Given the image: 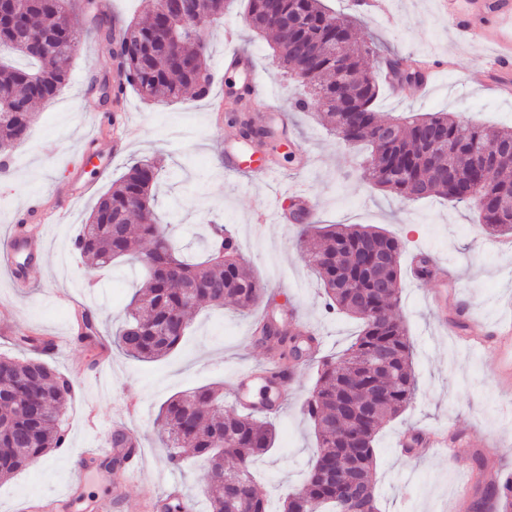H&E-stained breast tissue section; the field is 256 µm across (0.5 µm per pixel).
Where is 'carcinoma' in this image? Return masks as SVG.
<instances>
[{
    "label": "carcinoma",
    "mask_w": 512,
    "mask_h": 512,
    "mask_svg": "<svg viewBox=\"0 0 512 512\" xmlns=\"http://www.w3.org/2000/svg\"><path fill=\"white\" fill-rule=\"evenodd\" d=\"M70 0H20L28 27L47 33L56 42L52 51L30 44L25 34L11 28L0 31V49L27 60L28 68L0 61V95L24 107L21 112H0V155L24 141L34 119L31 105L40 100L35 81L61 90L81 31L69 10ZM161 0L144 23L130 22L122 42L139 51L125 57L121 74L141 99L183 97L191 88L198 97L211 92V79L197 83L195 69L209 70L207 45L183 39L173 46L181 64L171 60L165 42L174 28L198 26L208 17L224 13V0H205L203 13L179 25L161 19ZM102 39L114 50L112 26L99 12L97 0H84ZM276 12L299 21V33L287 34L273 21ZM246 22L259 33L273 36L274 58L284 73L315 72L304 82L309 95L295 99L297 111L320 100L319 114L330 131L347 146L363 147V171L369 183L406 200L436 196L472 208L493 236L512 235V212L495 217L494 202L512 200V158L488 172L482 183L484 205L464 195L475 173L476 159L467 149L475 143L512 150V127H486L463 123L448 113L414 116L409 120L382 122L374 110L379 83L365 58L378 55L356 21L339 17L321 0H247ZM348 70L347 81L336 85V72ZM159 169L155 162L130 165L121 179L95 202L73 249L86 263L101 271L112 270L121 258L135 255L136 238L150 242L144 257L168 258L167 265L146 272L131 309L114 336V344L129 356L159 359L181 343L188 322L178 330L172 315L181 318L209 306L232 303L247 311L263 301L266 288L243 266L234 237L217 225L208 258L188 262L174 245L169 225L159 223L155 189ZM299 245L307 265L323 288L326 306L362 323L360 333L340 356L318 361V379L304 404L314 423L318 450L304 483L287 493L282 512H349L351 506L336 486L332 469L340 456L354 465L368 497L376 500L372 483L375 437L386 420L410 404L415 391L412 349L407 330L396 308L400 299V259L405 244L384 231L359 224L301 225ZM388 355L387 365L376 366V355ZM71 393L69 380L59 376L40 358L22 361L0 355V478L44 459L66 442L62 416ZM167 462L180 466L189 457L205 460L210 481L204 496L208 512H226L233 499L247 512H268L267 499L253 477V461L273 446L271 423L249 414L224 409V396L209 387L171 397L161 407ZM346 422L354 436L338 438L336 424ZM480 510L512 512V477L486 484L478 501Z\"/></svg>",
    "instance_id": "1"
}]
</instances>
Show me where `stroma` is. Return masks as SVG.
<instances>
[{"mask_svg":"<svg viewBox=\"0 0 512 512\" xmlns=\"http://www.w3.org/2000/svg\"><path fill=\"white\" fill-rule=\"evenodd\" d=\"M325 3L336 13L357 16L362 32L401 67L413 68L421 56L451 63L424 92L411 87L398 94L381 84L375 109L382 119L450 112L480 125H512V101L493 96L484 84L489 47L460 42L436 0H387L385 16L361 11L355 0ZM245 9L244 0H234L209 24L210 67L219 70L233 46L248 48L268 100L288 108L306 89L274 65L267 39L247 26ZM78 21L81 44L64 87L53 101L36 106L28 138L12 150L8 172L0 174V236L14 231L16 216L27 205L49 214L64 198L74 199L64 223L28 224L42 242L37 264L27 271L28 287H16L12 272L0 268V354L16 356L14 340L22 335L60 340L47 360L72 383L63 417L66 443L47 460L0 481V512H26L29 499L36 497L57 500L67 493L79 464L85 493L106 496L107 485L94 476L98 462L84 451L104 445L119 426L126 437L141 441L145 452L144 472L125 490L120 512H145L144 493L165 490L166 452L157 421L161 404L204 385L231 384L236 374L281 356L251 335L261 313L257 307L246 315L230 305L195 314L181 347L153 362L134 360L111 344L101 348L69 339L79 307L95 311L103 336H112L138 286L137 266L92 271L72 247L97 198L130 162H160L156 212L161 223L171 225L175 245L189 260H203L210 225H224L248 269L274 297L277 318L323 332L322 355L341 354L360 331L358 320L325 312L316 277L297 245V225L253 224L252 213L269 188L224 172V138L237 129L214 111L213 102L227 90L242 91L244 74L224 75L202 99L189 92L173 102L144 101L127 88L121 108L139 134L119 150L111 115L120 107L101 93L102 85H113L118 65L94 23L83 15ZM229 27L236 31L231 43L225 39ZM289 119L292 135L273 131L266 145L281 168L273 188L306 191L314 202V223L371 225L408 248L401 258L397 313L413 345L417 390L408 408L376 437L380 512H448L462 487L512 473V393L497 385L494 355L468 348L440 321L465 312L488 326L512 319V251L496 249L466 206L435 197L404 201L370 186L357 166L356 150L327 131L316 112H291ZM299 146L314 159L304 171L294 162ZM419 247L448 269L447 309L433 307L432 282L416 281L412 274L410 252ZM316 377V365H302L287 408L270 417L275 444L253 465L271 512H277L286 489L302 483L315 457V429L301 406ZM131 398L138 405L132 414L127 411ZM425 425L455 429L447 453L416 458L395 452L402 432Z\"/></svg>","mask_w":512,"mask_h":512,"instance_id":"obj_1","label":"stroma"}]
</instances>
